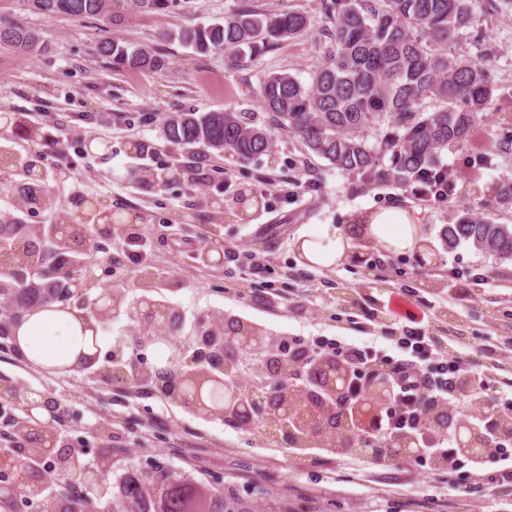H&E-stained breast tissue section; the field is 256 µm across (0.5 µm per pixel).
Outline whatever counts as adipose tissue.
Here are the masks:
<instances>
[{"mask_svg":"<svg viewBox=\"0 0 512 512\" xmlns=\"http://www.w3.org/2000/svg\"><path fill=\"white\" fill-rule=\"evenodd\" d=\"M369 231L389 249L414 251L423 235L415 214L391 208L376 213ZM25 356L42 368L73 367L80 353H94L96 332L70 312L44 310L27 316L14 330Z\"/></svg>","mask_w":512,"mask_h":512,"instance_id":"obj_1","label":"adipose tissue"}]
</instances>
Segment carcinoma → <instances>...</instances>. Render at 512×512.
Listing matches in <instances>:
<instances>
[{
	"mask_svg": "<svg viewBox=\"0 0 512 512\" xmlns=\"http://www.w3.org/2000/svg\"><path fill=\"white\" fill-rule=\"evenodd\" d=\"M475 0H327L324 13L329 43L323 61L303 84L288 73H270L260 83L259 101L276 128L298 136L309 153L363 180L393 177L401 182L433 180L438 153L469 140L494 94L486 68L452 49L471 23ZM114 0H31L43 16L101 19L113 23ZM309 26L302 12L266 14L242 0L221 22L196 25L177 38L197 53L222 50L234 58L255 55L280 41L301 35ZM38 35L19 22L0 20V46L29 51ZM96 52L114 69L156 70L163 61L144 48L112 38L98 42ZM427 100L443 103L435 112L421 110ZM387 123L382 141L391 152L381 165V151L368 144L364 132ZM168 142L184 149L202 148L250 160L268 152L270 130L244 120L237 112H183L166 118ZM25 140L51 147L55 139L40 125L25 127ZM40 158L0 152V170L27 169ZM19 212L52 206L43 182H24L13 191ZM12 219L0 224V250L23 255L43 252L39 230L15 231ZM89 223L78 222L65 238L52 243L47 255L60 266L92 236ZM452 249L462 243L476 251L512 261V224H499L489 214L461 210L441 231ZM59 281L35 271L22 280L0 266V297L24 312L53 304L63 310L78 301L66 296ZM67 512H249L244 502L223 491L202 492L178 471L159 468L142 477H127L112 498L78 497Z\"/></svg>",
	"mask_w": 512,
	"mask_h": 512,
	"instance_id": "1",
	"label": "carcinoma"
}]
</instances>
